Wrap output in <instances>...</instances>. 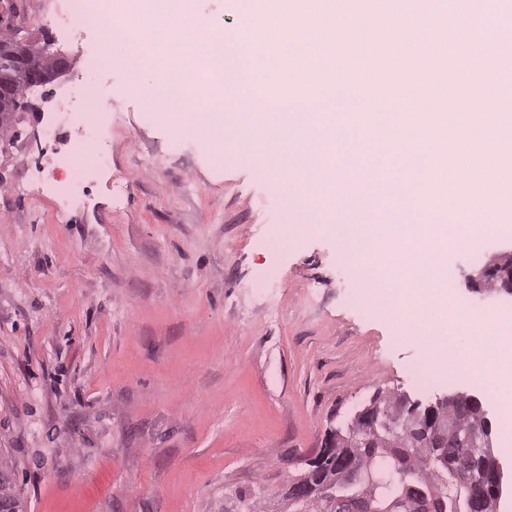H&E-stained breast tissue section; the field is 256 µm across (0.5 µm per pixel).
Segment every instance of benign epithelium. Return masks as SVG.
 <instances>
[{
    "mask_svg": "<svg viewBox=\"0 0 512 512\" xmlns=\"http://www.w3.org/2000/svg\"><path fill=\"white\" fill-rule=\"evenodd\" d=\"M53 61L52 79L66 73L70 62L58 52H48V45L36 46L22 43L12 56V66L25 77V87L45 86L51 83L38 66L43 56ZM468 290L474 293L494 292L512 299V254L491 260L468 278ZM477 411L482 426L478 429L462 427L455 423L461 415ZM384 436L405 448H446L453 442L464 452L458 457L456 468L466 477L474 472L476 458L484 460L487 470L484 477L490 479L495 502H500L506 487L503 464L493 456L491 448L492 422L489 411L475 395L463 393L446 394L432 401L423 402L401 394L390 406L378 402L360 410L349 426V434ZM313 494L311 484L296 480L288 485L285 493L286 505L298 504ZM324 497L326 512H381L375 500L363 494L345 492L330 484L319 489ZM388 512H435V508L420 497L408 500L397 499L390 503Z\"/></svg>",
    "mask_w": 512,
    "mask_h": 512,
    "instance_id": "1",
    "label": "benign epithelium"
}]
</instances>
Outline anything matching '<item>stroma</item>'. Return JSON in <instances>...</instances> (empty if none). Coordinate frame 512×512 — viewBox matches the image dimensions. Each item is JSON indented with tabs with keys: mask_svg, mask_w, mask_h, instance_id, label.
<instances>
[{
	"mask_svg": "<svg viewBox=\"0 0 512 512\" xmlns=\"http://www.w3.org/2000/svg\"><path fill=\"white\" fill-rule=\"evenodd\" d=\"M1 29L71 62L0 138V460L24 512H224L241 492L278 512L328 432L379 392L474 394L498 420L465 372L411 377L423 329L400 334L353 301L390 289L387 249L360 266L317 212L281 223L284 175L216 164L204 133L145 120L128 67L88 70L99 28L57 25L47 0H0ZM87 81L110 162L64 210L19 187L80 162L79 119L59 111ZM510 252V231L449 249L448 292L470 316L456 346L512 313L466 287ZM272 270V291L255 292Z\"/></svg>",
	"mask_w": 512,
	"mask_h": 512,
	"instance_id": "stroma-1",
	"label": "stroma"
}]
</instances>
